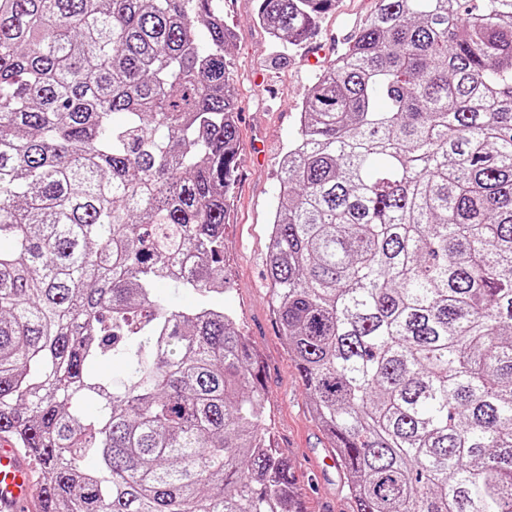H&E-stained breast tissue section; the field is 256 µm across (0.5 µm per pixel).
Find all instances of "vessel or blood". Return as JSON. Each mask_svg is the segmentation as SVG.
Listing matches in <instances>:
<instances>
[{
  "mask_svg": "<svg viewBox=\"0 0 512 512\" xmlns=\"http://www.w3.org/2000/svg\"><path fill=\"white\" fill-rule=\"evenodd\" d=\"M34 471L30 456L9 440L0 441V512H42L34 490Z\"/></svg>",
  "mask_w": 512,
  "mask_h": 512,
  "instance_id": "b4317fda",
  "label": "vessel or blood"
}]
</instances>
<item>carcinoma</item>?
Returning <instances> with one entry per match:
<instances>
[{
	"label": "carcinoma",
	"mask_w": 512,
	"mask_h": 512,
	"mask_svg": "<svg viewBox=\"0 0 512 512\" xmlns=\"http://www.w3.org/2000/svg\"><path fill=\"white\" fill-rule=\"evenodd\" d=\"M335 4L257 20L297 48ZM231 43L217 0H0V438L44 512H304L224 311ZM266 272L354 512H512V0H376ZM158 293L166 298L171 307L176 310H184L195 305L199 296L192 289L180 288L179 290L162 284L158 288Z\"/></svg>",
	"instance_id": "1"
}]
</instances>
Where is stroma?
Instances as JSON below:
<instances>
[{"mask_svg":"<svg viewBox=\"0 0 512 512\" xmlns=\"http://www.w3.org/2000/svg\"><path fill=\"white\" fill-rule=\"evenodd\" d=\"M235 33L230 47L237 88L238 161L224 224V307L257 352L263 369L265 426L288 457L305 512H353L340 469L314 476L329 453L299 372L280 338L273 293L266 278L270 205L282 157L295 138L302 102L316 73L305 62L310 46L324 58L340 54L374 0H337L320 21L311 45L280 53L256 21L257 0H223Z\"/></svg>","mask_w":512,"mask_h":512,"instance_id":"1","label":"stroma"}]
</instances>
